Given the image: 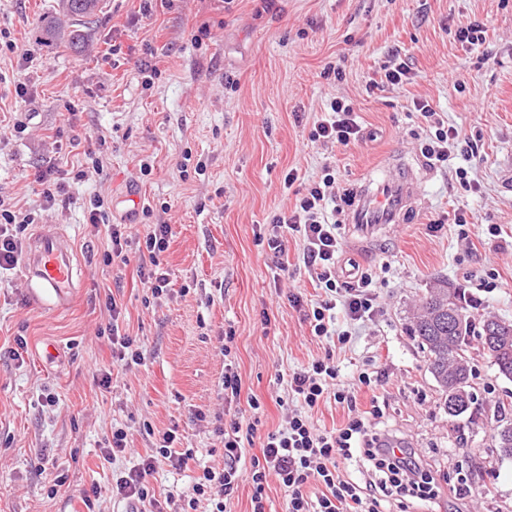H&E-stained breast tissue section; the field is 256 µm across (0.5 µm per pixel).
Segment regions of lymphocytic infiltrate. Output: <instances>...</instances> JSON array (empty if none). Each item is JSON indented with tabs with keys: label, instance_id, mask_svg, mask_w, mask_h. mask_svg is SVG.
<instances>
[{
	"label": "lymphocytic infiltrate",
	"instance_id": "f902f5d3",
	"mask_svg": "<svg viewBox=\"0 0 512 512\" xmlns=\"http://www.w3.org/2000/svg\"><path fill=\"white\" fill-rule=\"evenodd\" d=\"M415 108L433 130L421 148L423 156L437 163L447 162L465 142L463 131L445 125L429 103H416ZM326 110L325 118L314 124L310 141L346 146L361 139L362 127L350 104L334 98ZM335 201L336 172L327 166L318 180L296 190L293 208L273 215L269 222L266 244L273 255L284 253L286 236L297 235L304 242L303 262L314 270L322 294L307 308L298 295H289L288 300L294 307L303 308L312 336L325 340L327 348L324 356L290 375L288 392L300 408L288 415L284 426L267 433L260 455L250 458L252 512H266L265 487L272 477L288 490V512H387L389 501L406 495L425 502L438 496L422 455L402 446L392 434L376 431L372 420L380 416V408H373L367 415L357 407L359 390L376 388L381 380L379 372L364 370L346 382L340 378L335 346L348 344L350 326L374 320L380 308L373 291V269L362 270L350 281L340 280L336 273L343 242L336 222L329 216V207ZM34 221V215L13 210L0 198V278L18 266L21 234ZM105 232L109 246L106 260L125 264L132 261L125 225H106ZM171 234L169 224L150 225L144 240L146 252L133 260L142 284L155 297L166 294L171 286L159 259ZM330 399L347 409V421L334 431H317L308 413ZM256 431L253 422L244 426L234 421L221 428L223 469H205L188 490L160 499L149 482L157 464L165 460L173 468H185L194 458L193 449L174 451L177 436L167 431L150 453L143 455L131 448L124 429H114L110 447L102 451L103 462L114 467L112 496L124 502L129 512H197L203 501L208 502L209 512H227L228 498L241 476L240 463L246 458L244 442L253 439ZM123 457L128 458V466L117 467V459ZM354 460L362 462L371 474L362 491L350 481L344 468L345 463ZM313 482L321 486L320 496L308 495L306 488Z\"/></svg>",
	"mask_w": 512,
	"mask_h": 512
}]
</instances>
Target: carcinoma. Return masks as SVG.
<instances>
[{
    "label": "carcinoma",
    "instance_id": "obj_1",
    "mask_svg": "<svg viewBox=\"0 0 512 512\" xmlns=\"http://www.w3.org/2000/svg\"><path fill=\"white\" fill-rule=\"evenodd\" d=\"M62 13L49 19L44 31L50 39L68 38L80 42V28L95 23L101 0H61ZM465 313L462 319H448V312ZM410 333L423 348L428 372L444 398L448 416L465 415L475 404V374L467 352L476 339L492 358L497 374L512 380V322L500 319L476 321L465 292L446 282L436 281L427 290ZM495 442L501 456L512 458V426L498 430Z\"/></svg>",
    "mask_w": 512,
    "mask_h": 512
}]
</instances>
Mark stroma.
I'll list each match as a JSON object with an SVG mask.
<instances>
[{
	"label": "stroma",
	"mask_w": 512,
	"mask_h": 512,
	"mask_svg": "<svg viewBox=\"0 0 512 512\" xmlns=\"http://www.w3.org/2000/svg\"><path fill=\"white\" fill-rule=\"evenodd\" d=\"M56 5L0 0V36L16 45L0 49V196L72 235L83 286L51 316L32 303L23 273L0 289V512H83L81 493L94 484L103 490L102 512H124L100 459L116 427L142 453L171 429L178 448L195 450L191 469L158 463L150 483L161 494L187 489L202 467L223 469L215 429L252 418L250 398L262 405L258 436L281 427L278 401L288 395L290 374L324 353L287 295L313 301L320 290L302 262V240L289 236L277 259L257 236L295 202L283 187L288 170L305 185L327 165L336 170L344 263L380 269L381 311L353 327L336 356L340 378L382 371L378 391H361L358 401L366 408L372 397L383 400L379 428L421 449L440 487L433 503L409 512H512V458H501L494 441L498 425L512 423V407L498 408L512 397V381L474 348L481 408L449 417L408 330L437 279L475 300L476 318L512 321V0H276L262 15L255 0L229 9L224 0H155L148 13L141 0H103L77 49L42 31ZM473 20L485 24L486 42L471 50L455 31ZM204 22L211 36L198 46L191 35ZM396 54L413 79L367 92ZM329 63L341 78L324 77ZM335 97L353 105L364 136L327 148L309 133ZM418 101L462 129L477 152L427 165L425 203L410 223L357 243L343 224L356 189L377 178L391 151L421 155L429 131ZM187 158L193 166L184 172ZM52 163L82 176L49 204L33 174ZM461 166L472 188L460 185ZM96 197L132 240L157 220L171 224L160 255L170 273L166 295L143 288L136 263L105 262V230L88 220ZM460 209L472 224L465 239L453 224ZM491 226L497 236L488 235ZM111 297L123 307L119 327L135 338L141 363L112 360L102 334ZM229 330L235 341L226 357L220 347ZM19 337L28 344L20 362L11 356ZM48 342L61 351L52 363L42 356ZM228 361L241 378L231 402L222 386ZM107 367L105 392L98 382ZM48 392L59 396L58 406H45ZM51 467L67 476L52 497ZM461 476L469 489L458 499L449 487Z\"/></svg>",
	"instance_id": "stroma-1"
}]
</instances>
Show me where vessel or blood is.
I'll list each match as a JSON object with an SVG mask.
<instances>
[{"label":"vessel or blood","mask_w":512,"mask_h":512,"mask_svg":"<svg viewBox=\"0 0 512 512\" xmlns=\"http://www.w3.org/2000/svg\"><path fill=\"white\" fill-rule=\"evenodd\" d=\"M388 173L377 190L358 188L345 222L361 236L372 237L393 224L408 223L423 202L422 179L403 155H390ZM20 266L36 301L55 310L67 308L81 286V265L66 233L44 226L24 245Z\"/></svg>","instance_id":"obj_1"}]
</instances>
